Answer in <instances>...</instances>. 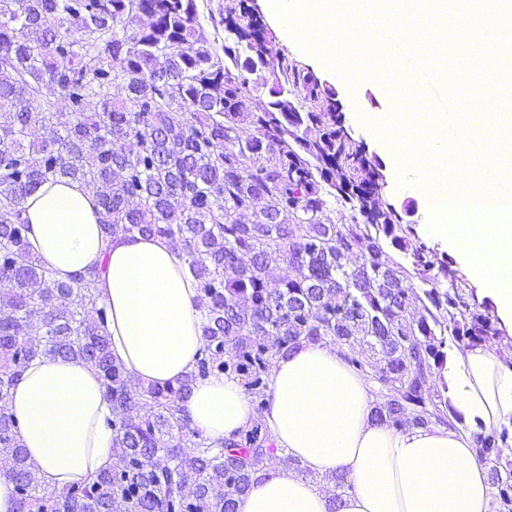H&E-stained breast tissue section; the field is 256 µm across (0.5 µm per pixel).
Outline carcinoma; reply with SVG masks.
Here are the masks:
<instances>
[{
  "label": "carcinoma",
  "instance_id": "carcinoma-1",
  "mask_svg": "<svg viewBox=\"0 0 512 512\" xmlns=\"http://www.w3.org/2000/svg\"><path fill=\"white\" fill-rule=\"evenodd\" d=\"M209 17L223 40L206 34L198 0H0V449L11 457L0 476L15 512H235L264 463L300 468L265 420L277 358L336 345L373 383L377 422L454 428L448 357L512 342L408 211L381 202L384 165L344 127L333 88L272 60L256 13L221 5ZM34 129L44 136L29 139ZM61 179L93 195L105 245L158 236L186 257L203 344L183 379L146 387L112 356L105 267L60 281L34 251L24 200ZM335 205L352 223L329 217ZM37 357L96 370L112 407L111 468L42 485L11 409ZM217 375L241 383L254 417L212 441L180 402ZM472 436L494 512H512V421ZM158 450L172 468L150 469Z\"/></svg>",
  "mask_w": 512,
  "mask_h": 512
}]
</instances>
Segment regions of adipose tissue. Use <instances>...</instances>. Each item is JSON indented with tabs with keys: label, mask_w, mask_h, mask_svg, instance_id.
<instances>
[{
	"label": "adipose tissue",
	"mask_w": 512,
	"mask_h": 512,
	"mask_svg": "<svg viewBox=\"0 0 512 512\" xmlns=\"http://www.w3.org/2000/svg\"><path fill=\"white\" fill-rule=\"evenodd\" d=\"M30 239L56 279L104 267L112 354L143 385L190 372L201 346V316L184 257L158 237L116 235L103 247L92 195L79 183H45L25 202ZM448 395L464 424L395 431L377 423L370 383L337 346L305 344L277 359L266 421L277 447L321 475L351 486L339 512H491L486 467L470 432L512 419V361L487 344L454 353ZM183 408L203 436L218 440L254 416L237 381L194 384ZM11 408L43 485L59 486L111 467V410L94 370L79 360L35 359L17 383ZM281 468L236 500V512H328L325 494Z\"/></svg>",
	"instance_id": "adipose-tissue-1"
}]
</instances>
